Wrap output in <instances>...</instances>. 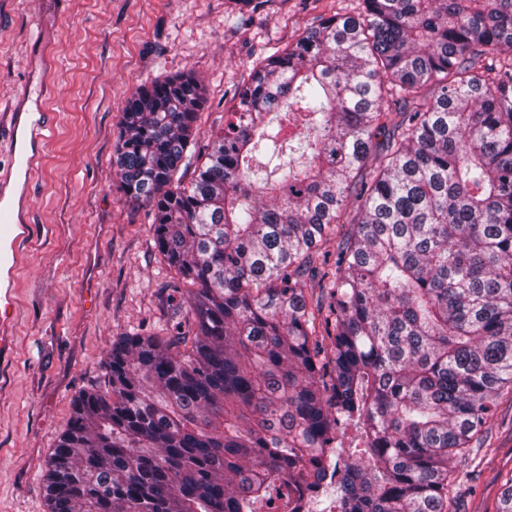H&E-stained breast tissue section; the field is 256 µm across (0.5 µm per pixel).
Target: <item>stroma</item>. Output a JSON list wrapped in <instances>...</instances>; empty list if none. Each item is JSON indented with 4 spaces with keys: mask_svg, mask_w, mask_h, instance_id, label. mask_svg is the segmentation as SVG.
<instances>
[{
    "mask_svg": "<svg viewBox=\"0 0 512 512\" xmlns=\"http://www.w3.org/2000/svg\"><path fill=\"white\" fill-rule=\"evenodd\" d=\"M233 0H0V104L49 79L55 94L29 205L37 233L15 284L20 316L0 357V512H47L44 477L73 399L107 388L112 338L156 329L173 273L148 207L118 189L112 157L127 101L178 73L205 86L199 141L224 126L237 86L263 58L352 0H265L243 24ZM491 452L459 467L454 512H496L512 479V403Z\"/></svg>",
    "mask_w": 512,
    "mask_h": 512,
    "instance_id": "35a3bbf8",
    "label": "stroma"
}]
</instances>
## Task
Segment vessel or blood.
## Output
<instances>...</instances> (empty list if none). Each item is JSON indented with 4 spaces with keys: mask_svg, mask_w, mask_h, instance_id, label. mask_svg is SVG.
<instances>
[{
    "mask_svg": "<svg viewBox=\"0 0 512 512\" xmlns=\"http://www.w3.org/2000/svg\"><path fill=\"white\" fill-rule=\"evenodd\" d=\"M52 115L43 108L31 109L26 99H19L8 127L10 155L0 170V350L8 338L6 325L13 320L17 303L12 282L26 260L25 243L29 235L25 209L30 180L44 147L45 133Z\"/></svg>",
    "mask_w": 512,
    "mask_h": 512,
    "instance_id": "vessel-or-blood-1",
    "label": "vessel or blood"
}]
</instances>
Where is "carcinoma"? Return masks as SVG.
<instances>
[{
    "label": "carcinoma",
    "instance_id": "cac0c4a2",
    "mask_svg": "<svg viewBox=\"0 0 512 512\" xmlns=\"http://www.w3.org/2000/svg\"><path fill=\"white\" fill-rule=\"evenodd\" d=\"M357 2L252 69L187 186L201 82L129 98L119 190L151 207L182 303L114 337L109 389L73 400L48 512H288L329 479L328 512H451L456 469L491 448L512 393V0Z\"/></svg>",
    "mask_w": 512,
    "mask_h": 512
}]
</instances>
